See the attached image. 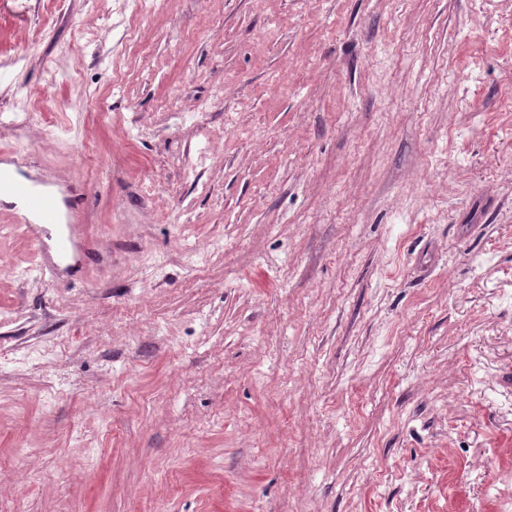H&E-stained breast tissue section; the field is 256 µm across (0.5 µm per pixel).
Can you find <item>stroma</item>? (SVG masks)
<instances>
[{"mask_svg":"<svg viewBox=\"0 0 512 512\" xmlns=\"http://www.w3.org/2000/svg\"><path fill=\"white\" fill-rule=\"evenodd\" d=\"M0 512H496L512 0H0ZM0 188H6L23 198L26 213L17 216L18 223L24 224L40 251L43 247L50 250V245L45 240L47 232L44 236L42 233L46 226L60 222V214L52 196L33 190L26 184L10 181L2 176V173H0Z\"/></svg>","mask_w":512,"mask_h":512,"instance_id":"35a3bbf8","label":"stroma"}]
</instances>
